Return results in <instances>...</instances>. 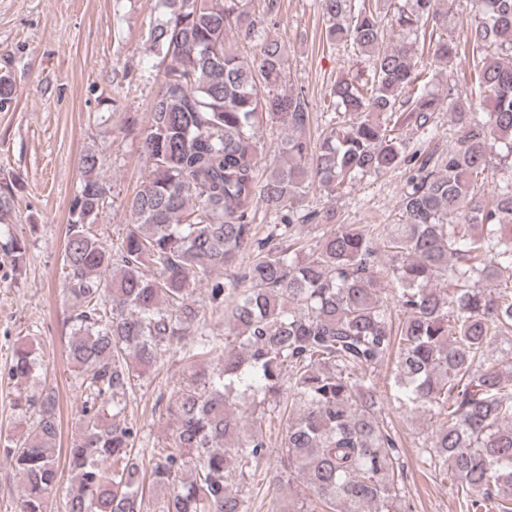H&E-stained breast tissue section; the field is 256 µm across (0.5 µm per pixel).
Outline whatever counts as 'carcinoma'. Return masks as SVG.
<instances>
[{"instance_id":"1","label":"carcinoma","mask_w":512,"mask_h":512,"mask_svg":"<svg viewBox=\"0 0 512 512\" xmlns=\"http://www.w3.org/2000/svg\"><path fill=\"white\" fill-rule=\"evenodd\" d=\"M150 49L165 63L150 121L139 129L146 174L127 200L118 246L90 226L112 197L98 155L81 158L70 204L63 280L75 308L67 345L83 390L81 433L67 449L65 512H154L142 485L168 490L159 512H250L244 484L270 449L266 407L290 399L277 485L301 479L309 497L281 512H399L408 487L401 439L379 414L378 368L393 364V399L441 425L419 454L422 471L453 484L466 512H512V362L490 357L512 343V182L480 189L496 159L512 158V0H480L464 42L448 37L438 0H319L330 46L366 57L368 77L342 78L329 96L354 115L312 146L308 102L280 90L286 58L249 0H162ZM411 41L385 45L389 31ZM257 42L249 63L229 35ZM474 63L478 104L448 97L460 125L455 148L405 154L400 130L423 129L443 101L426 71L460 57ZM481 109L484 117L470 113ZM288 126L280 166L257 178L261 128ZM402 165L408 189L398 224L372 235L338 222L336 209L299 208L305 184L329 195ZM14 184L0 183V226ZM268 219L259 238L252 220ZM454 216L458 223H448ZM329 227L314 243L302 224ZM0 251L26 261L23 239ZM253 261L231 277L243 253ZM509 285L483 288L480 281ZM207 288L224 337L209 332L195 296ZM395 291L393 328L380 294ZM180 346L188 378L170 395L168 445L149 447L122 414L136 381ZM41 363L27 344L8 369L15 407L33 415L0 454L22 479L15 512H48L59 484V419L51 395L23 387Z\"/></svg>"}]
</instances>
